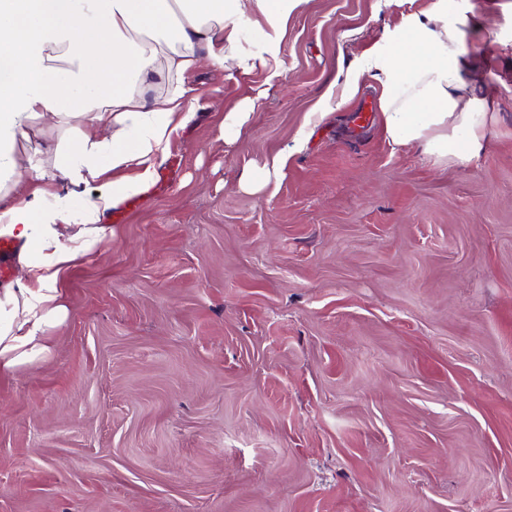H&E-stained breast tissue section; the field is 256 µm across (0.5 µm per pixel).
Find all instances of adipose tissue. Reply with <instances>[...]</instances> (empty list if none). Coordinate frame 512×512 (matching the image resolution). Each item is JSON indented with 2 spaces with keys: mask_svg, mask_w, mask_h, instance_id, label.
Instances as JSON below:
<instances>
[{
  "mask_svg": "<svg viewBox=\"0 0 512 512\" xmlns=\"http://www.w3.org/2000/svg\"><path fill=\"white\" fill-rule=\"evenodd\" d=\"M303 2L0 0V237L18 244L20 270L0 289V376L52 355L69 317L70 268L111 237L102 213L141 194L172 134L195 120L198 67L267 66ZM474 10L470 0H429L348 70L343 99L374 80L394 147L461 167L483 151L492 114L464 48ZM250 23L247 47L240 29ZM93 180L97 199L69 210L59 185Z\"/></svg>",
  "mask_w": 512,
  "mask_h": 512,
  "instance_id": "obj_1",
  "label": "adipose tissue"
}]
</instances>
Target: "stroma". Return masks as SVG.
Masks as SVG:
<instances>
[{
	"mask_svg": "<svg viewBox=\"0 0 512 512\" xmlns=\"http://www.w3.org/2000/svg\"><path fill=\"white\" fill-rule=\"evenodd\" d=\"M425 3L306 0L276 64L203 63L173 179L103 216L52 356L0 384V512H512V0L466 30L494 114L467 167L378 115L345 137L354 99L310 118ZM255 99H245L242 101L234 112H228L224 116L222 128L224 136L228 130H239L249 119L255 105ZM304 139L305 132H302L292 147H288V149L280 151L272 158L271 164L266 163L261 169L247 173L241 181L240 186L253 192L261 191L269 182L272 174L277 175L281 172L284 167L285 157L292 151L300 148Z\"/></svg>",
	"mask_w": 512,
	"mask_h": 512,
	"instance_id": "stroma-1",
	"label": "stroma"
}]
</instances>
